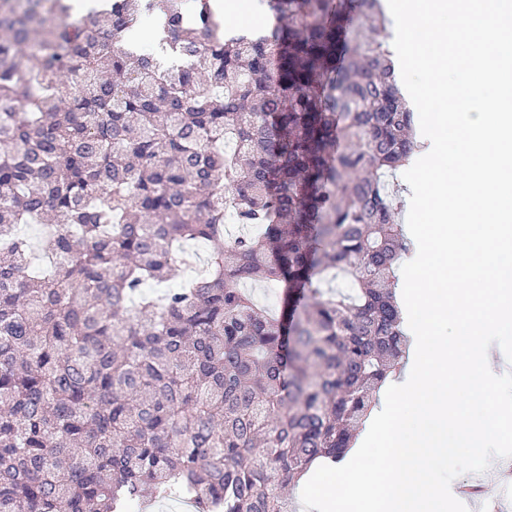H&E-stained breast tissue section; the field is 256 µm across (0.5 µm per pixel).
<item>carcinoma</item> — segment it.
<instances>
[{
    "instance_id": "carcinoma-1",
    "label": "carcinoma",
    "mask_w": 512,
    "mask_h": 512,
    "mask_svg": "<svg viewBox=\"0 0 512 512\" xmlns=\"http://www.w3.org/2000/svg\"><path fill=\"white\" fill-rule=\"evenodd\" d=\"M197 2L0 0V512H294L402 354L414 113L380 0H268L260 34ZM146 15L182 63L126 49ZM189 241L207 267L167 288Z\"/></svg>"
}]
</instances>
